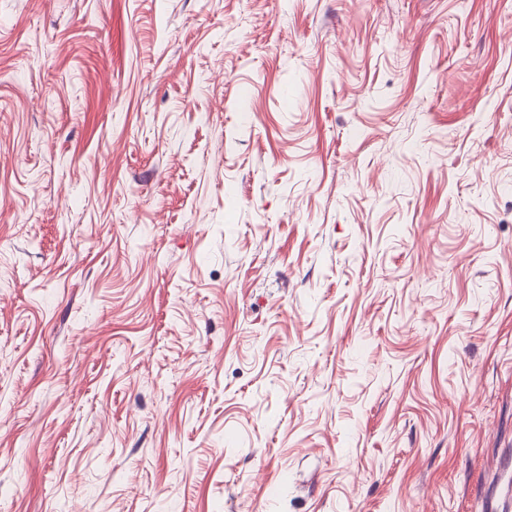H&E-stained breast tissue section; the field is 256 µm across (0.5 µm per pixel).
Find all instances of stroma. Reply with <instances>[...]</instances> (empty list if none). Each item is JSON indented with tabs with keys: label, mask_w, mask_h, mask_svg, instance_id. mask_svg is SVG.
Wrapping results in <instances>:
<instances>
[{
	"label": "stroma",
	"mask_w": 512,
	"mask_h": 512,
	"mask_svg": "<svg viewBox=\"0 0 512 512\" xmlns=\"http://www.w3.org/2000/svg\"><path fill=\"white\" fill-rule=\"evenodd\" d=\"M512 503V0H0V512Z\"/></svg>",
	"instance_id": "1"
}]
</instances>
